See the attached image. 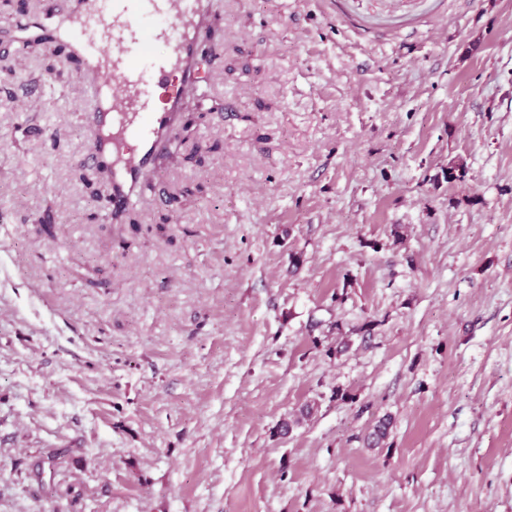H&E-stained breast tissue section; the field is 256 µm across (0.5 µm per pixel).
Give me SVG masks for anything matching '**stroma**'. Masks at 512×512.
Listing matches in <instances>:
<instances>
[{
    "label": "stroma",
    "mask_w": 512,
    "mask_h": 512,
    "mask_svg": "<svg viewBox=\"0 0 512 512\" xmlns=\"http://www.w3.org/2000/svg\"><path fill=\"white\" fill-rule=\"evenodd\" d=\"M203 40L119 224L78 60L0 48V512H512V0H212Z\"/></svg>",
    "instance_id": "stroma-1"
}]
</instances>
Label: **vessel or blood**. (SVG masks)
I'll return each instance as SVG.
<instances>
[{"label":"vessel or blood","mask_w":512,"mask_h":512,"mask_svg":"<svg viewBox=\"0 0 512 512\" xmlns=\"http://www.w3.org/2000/svg\"><path fill=\"white\" fill-rule=\"evenodd\" d=\"M70 16L67 43L84 57L98 101L99 134L87 158L109 169L117 224L165 152L182 102L198 88V36L208 10L204 0H74ZM152 41L167 43V54L145 56Z\"/></svg>","instance_id":"obj_1"}]
</instances>
